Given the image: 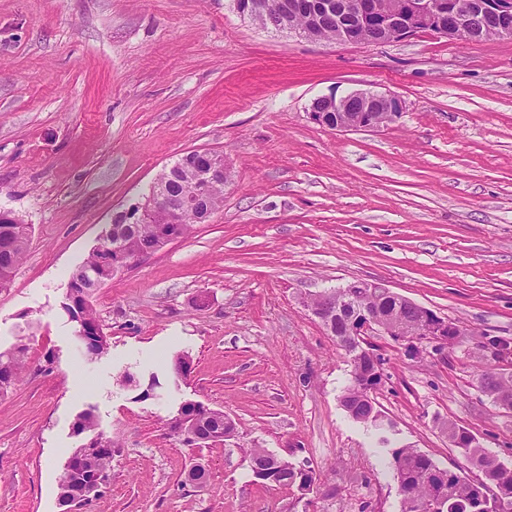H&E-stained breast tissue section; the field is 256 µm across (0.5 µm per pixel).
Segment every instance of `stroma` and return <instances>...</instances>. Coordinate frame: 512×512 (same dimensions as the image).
Here are the masks:
<instances>
[{
  "label": "stroma",
  "mask_w": 512,
  "mask_h": 512,
  "mask_svg": "<svg viewBox=\"0 0 512 512\" xmlns=\"http://www.w3.org/2000/svg\"><path fill=\"white\" fill-rule=\"evenodd\" d=\"M362 90L398 96L401 114L348 131L310 120L314 100ZM196 149L230 165L223 207L98 289L110 347L84 359L63 309L72 270ZM0 208L32 227L0 289V352L29 347L0 395V512H63L86 409L117 448L81 512H399L388 451L453 467L442 421L512 464V411L478 388L497 362L475 357L484 339L512 344V39L341 45L261 27L231 0H0ZM353 280L458 330L439 349L368 333L386 432L343 409L348 357L306 305ZM179 352L192 370L177 383ZM187 400L235 435L184 445L165 421ZM254 446L335 468L329 493L305 511L255 481Z\"/></svg>",
  "instance_id": "35a3bbf8"
}]
</instances>
